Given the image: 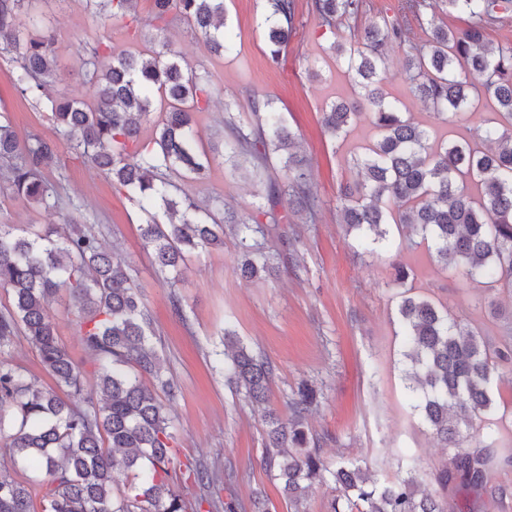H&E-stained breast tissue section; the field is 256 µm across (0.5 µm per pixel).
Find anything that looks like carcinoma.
<instances>
[{
  "instance_id": "obj_1",
  "label": "carcinoma",
  "mask_w": 512,
  "mask_h": 512,
  "mask_svg": "<svg viewBox=\"0 0 512 512\" xmlns=\"http://www.w3.org/2000/svg\"><path fill=\"white\" fill-rule=\"evenodd\" d=\"M39 0H0V49L15 54V87L35 106L51 113L71 148L112 177L116 188L137 199L146 222L141 236L160 273H174L187 255L224 245V235L239 238L243 278L271 276L277 254L258 238L267 226L284 223L285 204L310 217L319 199L298 137L285 124L274 101L253 96L254 121L237 123L224 113V153L261 168L279 160L281 180L266 186L264 202L252 222L235 212L209 207L186 193L178 181L197 179L206 169L194 146L195 114L209 110L216 88L210 75L185 71L166 36L173 19L185 22L217 53H231L234 42L220 31L224 0H153L143 18L137 0H85L97 14L129 18L133 36L150 47L137 53L97 43L80 59L94 98L53 94L59 78L54 37L43 31ZM263 27L270 58L278 62L295 25V0H266ZM448 8L468 13L464 29L430 24L431 36L418 46L406 40L404 21L383 17L367 26L356 44L336 48L345 72L361 88L378 139L353 158L363 179L341 185L336 208L346 232L360 245L383 239L396 225L430 242L429 251L445 267L461 268L487 288L512 286V46L494 45L487 24L512 6V0H446ZM321 24L334 28L363 12L364 0H312ZM25 16L30 28L16 20ZM405 51L403 77L412 93L448 122L484 97L497 106L505 124L472 123L460 139L434 138L421 123L403 116L398 102L382 89V73L394 48ZM102 53L112 65L99 66ZM475 72L480 86L469 81ZM160 109L155 137L140 142L142 122ZM344 102L322 113L332 139L347 134L357 119ZM57 145L42 139L21 146L10 117L0 112V179L19 198L45 206L56 203L42 171L57 163ZM164 210L162 222L152 213ZM0 288L12 305L0 311V512H200L202 503L179 494L175 482L208 488L218 471L198 462L175 464V428L158 391L174 394V382L161 372L150 343L151 323L137 285L99 235L80 224H34L19 232L0 224ZM66 292L71 326L89 353L97 388L85 385V370L59 342L47 313ZM405 328L409 368L405 372L413 410L419 412L448 449L449 467L436 475L448 487V468L467 486L484 488L497 459L492 449L469 451L463 429L485 419L499 362L507 359L482 334L425 296H405L398 307ZM23 336L39 351L56 388H43L7 359ZM227 379L256 402L266 400L273 368L254 355L237 334L224 329L219 353ZM155 379L150 388L142 376ZM316 390L299 387L290 399L292 417L268 414L264 465L274 471L294 512H303L315 484L336 488L327 512H447L439 496L420 491L419 474L380 482L369 468L344 462L332 469L305 431L304 417ZM32 474L16 481L17 469Z\"/></svg>"
}]
</instances>
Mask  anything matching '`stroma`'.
<instances>
[{
  "label": "stroma",
  "instance_id": "stroma-1",
  "mask_svg": "<svg viewBox=\"0 0 512 512\" xmlns=\"http://www.w3.org/2000/svg\"><path fill=\"white\" fill-rule=\"evenodd\" d=\"M364 13L336 29L318 23L312 0H296L295 28L279 62L269 58L260 26L264 0H225L226 29L236 42L233 53L218 55L185 23L167 34L189 66L208 71L221 93L209 111L198 113V143L210 157L203 179L185 182L189 195L210 203L223 200L243 218H251L266 182L255 178L247 162L232 163L219 135L225 109L238 123L252 118L253 93L273 98L285 123L300 135V149L312 167L321 208L315 221L289 213L287 224L271 228L268 246L279 252L281 271L270 280H244L233 267L239 255L234 236L192 256L176 286L164 284L140 226L144 216L136 200L118 190L90 160L60 143L49 113L36 109L10 81L11 53L0 50V109L9 112L20 143L38 137L58 145V163L43 176L58 197L47 209L0 188V224H60L74 216L88 230L116 248V258L131 273L142 293L152 327L150 342L177 392L169 403L176 425V458L229 469L232 481L221 498L249 506L263 494L276 512H291L279 483L262 466L265 417L290 414L288 398L300 383L319 392L306 417L310 436L319 438L329 463L356 460L379 477L391 479L417 468L423 490H434L432 475L448 461V452L423 419L413 411L404 380L406 349L398 320L401 289L394 282L391 260L411 268L408 280L416 293L450 303L458 319L479 326L492 346L512 344V288L487 289L444 269L429 255L426 242L409 243L391 230L386 240L362 251L348 235L336 209L343 183L360 180L351 161L374 137L367 116H360L346 139L324 134L321 114L334 101H357L358 87L336 67L334 42L383 16H402L411 42L425 44L429 24L464 27L467 15L449 11L435 0L432 20L402 11L403 0H366ZM44 21L55 39L60 79L58 94L91 99L79 56L95 41L130 48L134 42L123 17L94 16L85 0H40ZM403 53L393 50L385 87L438 137L454 139L456 125L435 119L400 78ZM49 316L71 357L91 369V359L70 325L71 308L59 296ZM233 329L252 351L272 364L274 373L266 401L254 405L235 394L223 373L214 368V352L225 329ZM492 384L493 435L474 427L464 443L468 450L493 448L499 461L490 489L465 490L459 477L448 482L450 512H512V366L502 365Z\"/></svg>",
  "mask_w": 512,
  "mask_h": 512
}]
</instances>
